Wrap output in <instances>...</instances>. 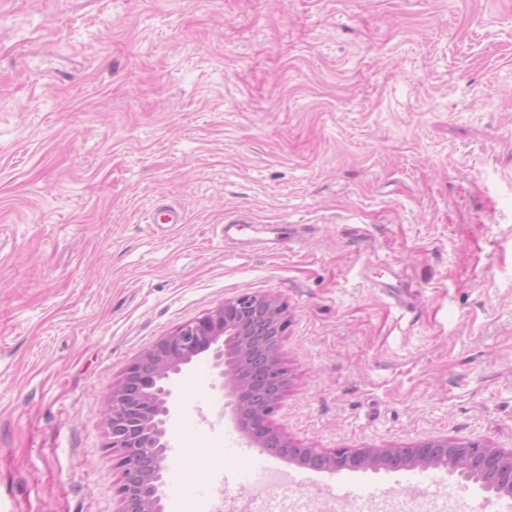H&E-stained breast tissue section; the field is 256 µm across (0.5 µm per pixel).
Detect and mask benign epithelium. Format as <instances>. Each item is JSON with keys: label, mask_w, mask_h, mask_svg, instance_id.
Listing matches in <instances>:
<instances>
[{"label": "benign epithelium", "mask_w": 512, "mask_h": 512, "mask_svg": "<svg viewBox=\"0 0 512 512\" xmlns=\"http://www.w3.org/2000/svg\"><path fill=\"white\" fill-rule=\"evenodd\" d=\"M287 327L284 307L271 296L242 295L179 326L159 339L112 384L103 424L105 447L118 459L122 482L117 490L122 512H165L162 487L166 465L167 425L182 367L207 353L221 386L228 389L238 428L246 443L280 451L293 448L270 425L282 397L287 372L279 347ZM302 453L319 469L379 470L401 455L421 468L448 467L488 492L512 495V457L475 442L430 441L410 448H336Z\"/></svg>", "instance_id": "7a95c632"}]
</instances>
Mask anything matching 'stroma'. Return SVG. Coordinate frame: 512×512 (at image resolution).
I'll return each mask as SVG.
<instances>
[{
	"label": "stroma",
	"mask_w": 512,
	"mask_h": 512,
	"mask_svg": "<svg viewBox=\"0 0 512 512\" xmlns=\"http://www.w3.org/2000/svg\"><path fill=\"white\" fill-rule=\"evenodd\" d=\"M243 294L294 445L512 454V0H0V512H121L113 382ZM216 381L170 422L212 512L257 469ZM413 476L332 503L484 499Z\"/></svg>",
	"instance_id": "35a3bbf8"
}]
</instances>
